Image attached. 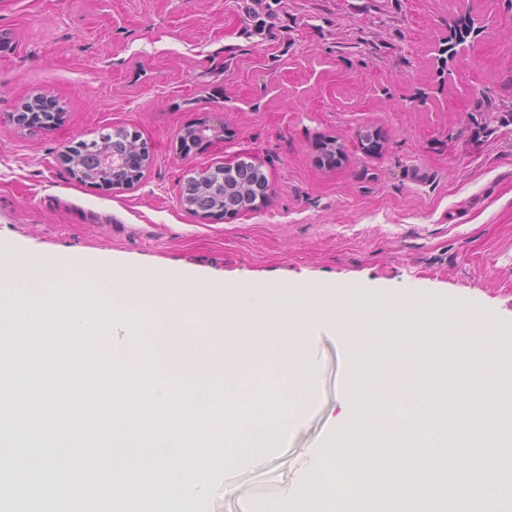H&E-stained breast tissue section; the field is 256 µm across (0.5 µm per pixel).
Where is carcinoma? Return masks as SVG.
<instances>
[{
	"mask_svg": "<svg viewBox=\"0 0 512 512\" xmlns=\"http://www.w3.org/2000/svg\"><path fill=\"white\" fill-rule=\"evenodd\" d=\"M136 145L137 137L126 130H118L102 136L99 141H93L83 154L95 155L102 146L123 153ZM267 184V176L259 167L241 160L234 165H224L207 171L205 182H196L194 186L204 191V197L211 208L221 209L231 205L238 212H248L255 208L257 188Z\"/></svg>",
	"mask_w": 512,
	"mask_h": 512,
	"instance_id": "carcinoma-1",
	"label": "carcinoma"
}]
</instances>
